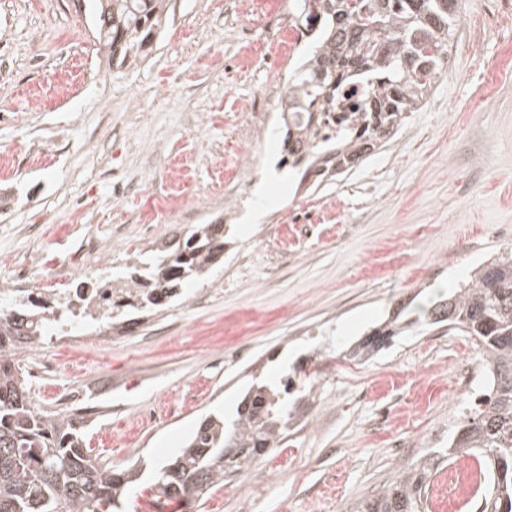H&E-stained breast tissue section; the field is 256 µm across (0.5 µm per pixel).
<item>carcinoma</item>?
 Masks as SVG:
<instances>
[{
	"mask_svg": "<svg viewBox=\"0 0 512 512\" xmlns=\"http://www.w3.org/2000/svg\"><path fill=\"white\" fill-rule=\"evenodd\" d=\"M168 2L92 0L94 27L100 42L112 45V60L143 57L145 40L167 22ZM464 6L465 0H298L296 22L314 39L288 74V112L280 114L286 128L281 162L298 185L317 188L333 180L397 133L440 77V55ZM367 82L362 99L345 91ZM338 106L344 112L333 125L327 113ZM224 245V225L199 224L184 242L163 243L155 263L130 266L128 278L172 299ZM417 325L459 330L474 341L487 386L463 411L441 456L475 458L491 474L477 512H512V247L421 316L373 331L359 350L381 349ZM43 340L23 313L0 312V512H125L137 468L102 462L87 446L84 418L33 402L20 358ZM309 382L310 375L296 374L275 389L252 387L229 424L205 417L186 446L155 471L147 495L176 505L174 512L203 506L213 488L288 437L289 396ZM434 457L396 470L378 494L362 499L358 512H426Z\"/></svg>",
	"mask_w": 512,
	"mask_h": 512,
	"instance_id": "obj_1",
	"label": "carcinoma"
}]
</instances>
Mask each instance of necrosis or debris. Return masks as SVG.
I'll use <instances>...</instances> for the list:
<instances>
[{
    "label": "necrosis or debris",
    "mask_w": 512,
    "mask_h": 512,
    "mask_svg": "<svg viewBox=\"0 0 512 512\" xmlns=\"http://www.w3.org/2000/svg\"><path fill=\"white\" fill-rule=\"evenodd\" d=\"M95 246V241L87 237L63 245L55 261L70 265L76 281L75 287L66 290L49 284L41 288L28 287L29 266L20 264L14 270L13 283L25 286L27 307L34 321L45 323L56 338L66 339L91 331L97 342H104L116 333L114 314L146 296L145 289L133 287L128 278L83 268V254ZM484 481L485 474L476 461L449 468L441 499L448 506H455L477 496Z\"/></svg>",
    "instance_id": "obj_1"
}]
</instances>
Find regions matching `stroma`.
<instances>
[{
    "label": "stroma",
    "mask_w": 512,
    "mask_h": 512,
    "mask_svg": "<svg viewBox=\"0 0 512 512\" xmlns=\"http://www.w3.org/2000/svg\"><path fill=\"white\" fill-rule=\"evenodd\" d=\"M467 0L451 31V74L397 139L360 166L298 193L276 183L295 0H169L144 58L108 64L90 0H0V289L14 264L30 285L70 282L41 265L74 215L123 271L160 239L230 225L224 261L134 332L102 345L44 341L26 367L35 404L76 393L89 445L144 477L204 414H227L272 365L311 372L287 443L239 471L203 512H355L398 466L448 445L459 403L485 386L470 339L411 327L355 354L394 316L449 290L512 246V0ZM271 202L251 222L255 190Z\"/></svg>",
    "instance_id": "stroma-1"
}]
</instances>
